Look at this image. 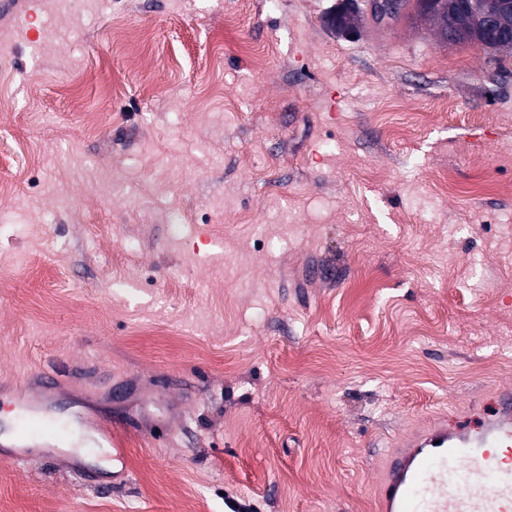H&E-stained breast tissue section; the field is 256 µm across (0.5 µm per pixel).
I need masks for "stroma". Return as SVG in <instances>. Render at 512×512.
Returning <instances> with one entry per match:
<instances>
[{
	"instance_id": "35a3bbf8",
	"label": "stroma",
	"mask_w": 512,
	"mask_h": 512,
	"mask_svg": "<svg viewBox=\"0 0 512 512\" xmlns=\"http://www.w3.org/2000/svg\"><path fill=\"white\" fill-rule=\"evenodd\" d=\"M279 2L0 16V421L52 369L69 435L0 512H379L512 386V53Z\"/></svg>"
}]
</instances>
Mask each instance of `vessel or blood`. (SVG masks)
<instances>
[{
  "mask_svg": "<svg viewBox=\"0 0 512 512\" xmlns=\"http://www.w3.org/2000/svg\"><path fill=\"white\" fill-rule=\"evenodd\" d=\"M5 446L37 437L44 404L20 402ZM382 512H512V393L480 427L439 423L391 449L381 478Z\"/></svg>",
  "mask_w": 512,
  "mask_h": 512,
  "instance_id": "b4317fda",
  "label": "vessel or blood"
}]
</instances>
